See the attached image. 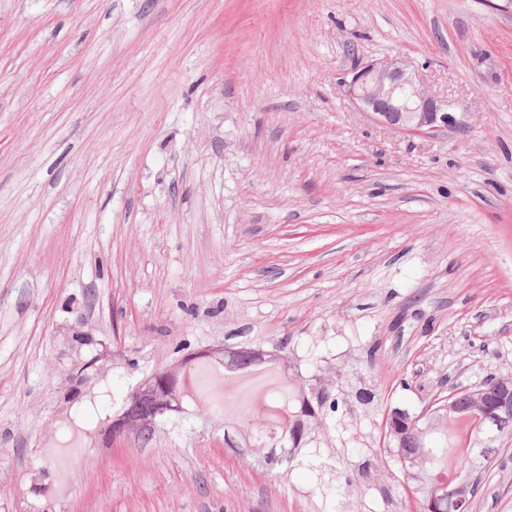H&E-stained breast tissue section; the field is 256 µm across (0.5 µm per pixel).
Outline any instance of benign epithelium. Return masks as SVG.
Listing matches in <instances>:
<instances>
[{"label":"benign epithelium","mask_w":512,"mask_h":512,"mask_svg":"<svg viewBox=\"0 0 512 512\" xmlns=\"http://www.w3.org/2000/svg\"><path fill=\"white\" fill-rule=\"evenodd\" d=\"M347 93L357 107L372 115L376 122L399 133L434 137L461 127L455 113L448 111L449 102L428 93L423 81L399 59H376L356 67L344 81ZM493 391L496 403L489 407L481 402L469 416L473 427L490 442L498 439L512 425V381L502 380ZM459 472L448 487V497L465 501L468 482Z\"/></svg>","instance_id":"obj_1"}]
</instances>
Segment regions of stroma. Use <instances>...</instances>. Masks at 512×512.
Here are the masks:
<instances>
[{
    "mask_svg": "<svg viewBox=\"0 0 512 512\" xmlns=\"http://www.w3.org/2000/svg\"><path fill=\"white\" fill-rule=\"evenodd\" d=\"M500 2L0 0V512H411L386 412L512 379ZM392 57L462 131L352 105L343 74ZM180 343L195 405L112 440ZM291 384L340 402L287 472L225 447ZM499 446L470 512H512ZM164 372L165 371H161L154 374L138 386L132 393L134 398H142L133 401L131 400V393L128 394L125 399L122 412L117 416L119 417L118 419L121 420L133 419L146 422L138 432V439L144 444H148L153 440L158 425L164 422V419H159L165 415V413L158 412L160 408L159 400L150 396H145L154 391L156 376H159Z\"/></svg>",
    "mask_w": 512,
    "mask_h": 512,
    "instance_id": "obj_1",
    "label": "stroma"
}]
</instances>
